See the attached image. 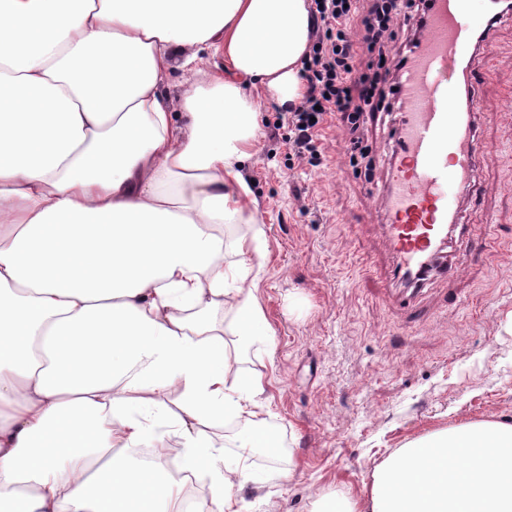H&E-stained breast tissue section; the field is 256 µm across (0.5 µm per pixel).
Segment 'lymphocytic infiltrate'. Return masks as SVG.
<instances>
[{
  "label": "lymphocytic infiltrate",
  "mask_w": 512,
  "mask_h": 512,
  "mask_svg": "<svg viewBox=\"0 0 512 512\" xmlns=\"http://www.w3.org/2000/svg\"><path fill=\"white\" fill-rule=\"evenodd\" d=\"M428 9L429 0H310L317 30L303 60L306 91L282 115L289 157L320 160L322 133L336 120L350 164L372 180L368 122L418 47Z\"/></svg>",
  "instance_id": "lymphocytic-infiltrate-1"
}]
</instances>
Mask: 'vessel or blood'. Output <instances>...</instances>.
Returning a JSON list of instances; mask_svg holds the SVG:
<instances>
[{
    "label": "vessel or blood",
    "instance_id": "b4317fda",
    "mask_svg": "<svg viewBox=\"0 0 512 512\" xmlns=\"http://www.w3.org/2000/svg\"><path fill=\"white\" fill-rule=\"evenodd\" d=\"M489 12V0H431L421 43L399 79L400 110L389 127L393 150L380 194L394 276L413 279L398 294L408 310L425 284L416 270L452 271L442 250L461 229V191L487 151L470 104L474 93L464 90L461 74L472 39L488 28Z\"/></svg>",
    "mask_w": 512,
    "mask_h": 512
}]
</instances>
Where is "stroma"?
I'll return each mask as SVG.
<instances>
[{
	"label": "stroma",
	"mask_w": 512,
	"mask_h": 512,
	"mask_svg": "<svg viewBox=\"0 0 512 512\" xmlns=\"http://www.w3.org/2000/svg\"><path fill=\"white\" fill-rule=\"evenodd\" d=\"M477 133L489 145L453 243L459 276L428 285L423 325L390 300L394 256L341 130L320 162H289L278 107L260 103L261 133L243 164L268 253L260 285L271 343L227 365L229 381L262 377L263 418L282 448L241 465L269 477L243 491V512H314L324 495L369 497L375 468L407 442L465 421L512 423V15L491 53H474ZM371 258L373 271L359 261Z\"/></svg>",
	"instance_id": "obj_1"
}]
</instances>
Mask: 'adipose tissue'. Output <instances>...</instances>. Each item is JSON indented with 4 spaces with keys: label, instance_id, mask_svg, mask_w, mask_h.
<instances>
[{
    "label": "adipose tissue",
    "instance_id": "1",
    "mask_svg": "<svg viewBox=\"0 0 512 512\" xmlns=\"http://www.w3.org/2000/svg\"><path fill=\"white\" fill-rule=\"evenodd\" d=\"M313 26L307 0H0V512H184L167 471L113 452L171 435L175 468L206 483L195 512H242L238 490L266 482L204 426L279 446L255 412L262 379L228 382L224 337L272 334L241 173L260 135L251 91L299 104ZM212 49L228 73L203 83ZM172 388L177 415L132 400ZM365 512H512V423L405 444Z\"/></svg>",
    "mask_w": 512,
    "mask_h": 512
}]
</instances>
